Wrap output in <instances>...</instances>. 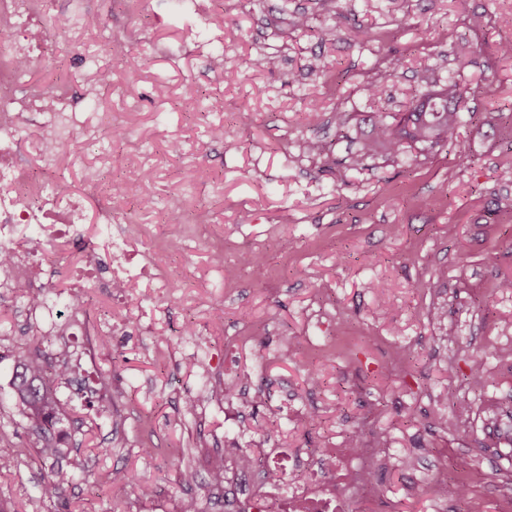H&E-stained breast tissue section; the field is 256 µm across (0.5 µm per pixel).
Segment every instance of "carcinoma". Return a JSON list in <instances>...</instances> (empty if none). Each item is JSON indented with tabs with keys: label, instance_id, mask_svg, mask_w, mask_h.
Here are the masks:
<instances>
[{
	"label": "carcinoma",
	"instance_id": "cac0c4a2",
	"mask_svg": "<svg viewBox=\"0 0 512 512\" xmlns=\"http://www.w3.org/2000/svg\"><path fill=\"white\" fill-rule=\"evenodd\" d=\"M464 96L454 81L445 87L427 89L404 116L389 124L380 112L368 116L371 135L356 129L360 143L358 152L350 157V166L357 167L375 156L392 159L409 147L422 150L442 146L448 142L461 118ZM68 353H57L58 364L53 365L40 350L33 355L19 358L13 378L14 396L21 408L27 429L36 441L33 451L42 470V495L53 499L59 496L64 485L72 480V473L57 467L67 449L63 448L65 436L56 433V426L65 414L57 397V388L68 381ZM137 486L141 495L152 492L150 484L139 482L128 470L112 472L109 481L113 497L123 498L131 486Z\"/></svg>",
	"mask_w": 512,
	"mask_h": 512
}]
</instances>
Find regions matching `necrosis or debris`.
I'll return each mask as SVG.
<instances>
[{
  "mask_svg": "<svg viewBox=\"0 0 512 512\" xmlns=\"http://www.w3.org/2000/svg\"><path fill=\"white\" fill-rule=\"evenodd\" d=\"M57 4L58 0H0V250L34 258L30 276L1 272L0 286L31 289L40 311L51 310L57 300L37 282L44 267L42 237L24 235L23 227L40 224L46 232L72 235L85 217L82 198L60 184L38 179L21 158L27 152L40 156L45 168L56 167L59 139L87 128L65 89L35 93L22 78L53 48L54 34L35 26L34 20L55 14ZM37 119L45 122L44 133L26 141L25 151H18L23 121ZM99 216L101 229L122 226L112 241L114 257L120 262L109 283L114 294L148 284L161 286L157 274L129 262L126 246L138 233V225H122L108 206L100 209ZM367 454L364 448L326 449L317 463L321 474L317 480L304 477L297 456L282 451L268 455L257 468L238 466L234 456H227L224 507L226 512H345L347 488L363 485L362 462Z\"/></svg>",
  "mask_w": 512,
  "mask_h": 512,
  "instance_id": "4bbe7bcc",
  "label": "necrosis or debris"
}]
</instances>
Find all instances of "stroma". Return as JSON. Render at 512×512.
<instances>
[{"mask_svg":"<svg viewBox=\"0 0 512 512\" xmlns=\"http://www.w3.org/2000/svg\"><path fill=\"white\" fill-rule=\"evenodd\" d=\"M96 28L60 34L52 55L26 78L66 84L98 125L57 168L81 194L88 174L140 181L152 200L114 201L140 224L130 242L138 262L174 288L154 299H117L88 281L74 312L69 267L82 253L50 235L61 267L51 322L21 323L22 300L0 294V451L33 438L14 398L20 355L68 344L70 383L58 397L76 477L43 500L40 464L21 457L0 472V502L13 512H152L195 498L224 512L208 475L225 449L285 448L310 456L362 432L380 435L389 459L374 464L372 498L346 512H507L512 507V0H92ZM305 15L309 27L288 21ZM345 16L337 25V16ZM482 16L472 29V16ZM276 55L278 66L245 71L242 58ZM320 56L335 76L310 70ZM381 102L365 87L385 67ZM112 73L111 89L95 86ZM467 89L468 115L447 144L350 169L356 143L336 115L388 121L407 112L420 72ZM198 92L187 106L185 86ZM320 117L308 118V103ZM124 115L121 138L102 124ZM223 127V138L211 136ZM313 139L324 147L311 157ZM203 222L178 248L164 222L172 208ZM264 258L242 277L244 250ZM439 307L441 320L429 311ZM111 336L84 354L94 318ZM290 362H281L285 352ZM483 358L491 379L472 384ZM250 376L264 402L221 399L225 382ZM452 429H444L443 421ZM109 455H101L103 447ZM152 449L144 457L143 449ZM192 467L195 484L178 473ZM134 469L154 490L117 500L108 480ZM467 485L459 497V485Z\"/></svg>","mask_w":512,"mask_h":512,"instance_id":"stroma-1","label":"stroma"}]
</instances>
